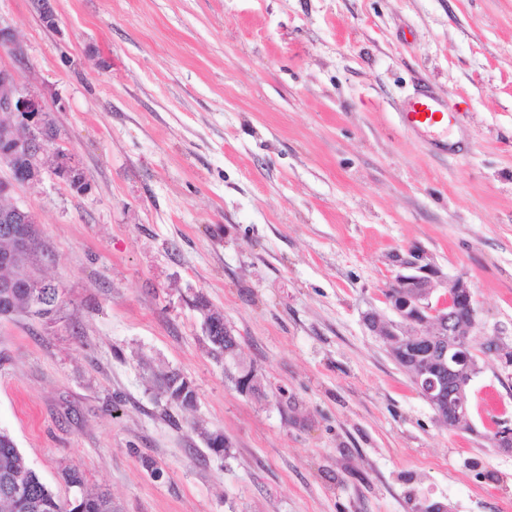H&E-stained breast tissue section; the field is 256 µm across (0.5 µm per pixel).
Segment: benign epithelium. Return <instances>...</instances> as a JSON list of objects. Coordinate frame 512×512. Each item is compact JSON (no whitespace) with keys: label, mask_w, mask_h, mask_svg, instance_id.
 Masks as SVG:
<instances>
[{"label":"benign epithelium","mask_w":512,"mask_h":512,"mask_svg":"<svg viewBox=\"0 0 512 512\" xmlns=\"http://www.w3.org/2000/svg\"><path fill=\"white\" fill-rule=\"evenodd\" d=\"M0 45L20 59L23 49L12 30L0 25ZM0 112L12 122L0 126V165L12 177L0 183V196L10 194L18 184L40 180L41 156L52 147L43 134L44 107L41 99L21 89L15 72L0 68ZM58 177L73 187L87 184L70 152L54 150ZM7 224H34V215L17 204L0 209ZM13 248L0 254V268L16 266L36 269L39 249L32 248L27 234H12ZM395 274L384 290L385 303L396 313L397 322L381 323L366 317L371 330L397 347L412 349L428 345L436 351L432 358L413 360L412 383L435 412L438 421L450 430L474 432L471 422V382L480 372L478 357L498 355L499 341L488 337L476 349L470 339L477 321L473 293L461 278L448 279L438 266L428 262L423 252L408 249L393 256ZM487 439L503 453L512 454V422L497 420L489 427Z\"/></svg>","instance_id":"1"}]
</instances>
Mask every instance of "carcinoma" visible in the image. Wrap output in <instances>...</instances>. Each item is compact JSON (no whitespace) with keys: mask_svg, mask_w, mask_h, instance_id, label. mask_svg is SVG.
Returning a JSON list of instances; mask_svg holds the SVG:
<instances>
[{"mask_svg":"<svg viewBox=\"0 0 512 512\" xmlns=\"http://www.w3.org/2000/svg\"><path fill=\"white\" fill-rule=\"evenodd\" d=\"M28 288H16L10 299L0 300V316L28 311ZM223 315L214 335L207 337L212 354L215 356H238L237 336L224 335ZM166 381L170 401L183 407L193 406L194 391L175 375H161ZM64 479L73 490L72 498L63 502L54 491L30 468L16 446L12 435L0 430V512H114L111 498L103 493L92 494L84 490V478L76 470L64 473Z\"/></svg>","mask_w":512,"mask_h":512,"instance_id":"carcinoma-1","label":"carcinoma"}]
</instances>
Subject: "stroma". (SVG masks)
<instances>
[{
	"label": "stroma",
	"mask_w": 512,
	"mask_h": 512,
	"mask_svg": "<svg viewBox=\"0 0 512 512\" xmlns=\"http://www.w3.org/2000/svg\"><path fill=\"white\" fill-rule=\"evenodd\" d=\"M0 0V67L45 103L79 192L46 163L31 211L58 285L0 316V428L60 499L79 470L119 512H512V367L480 361L475 433L448 430L372 313L396 252L470 286L474 345L512 349V0ZM459 116L434 153L399 114ZM223 314L240 394L194 306ZM175 371L197 391L170 403ZM222 433L226 456L206 438ZM401 120L408 130L441 132L447 137L448 128L456 123V113L451 111L446 99L425 87L407 101ZM487 438L498 451L512 454V421H495L489 427Z\"/></svg>",
	"instance_id": "obj_1"
}]
</instances>
